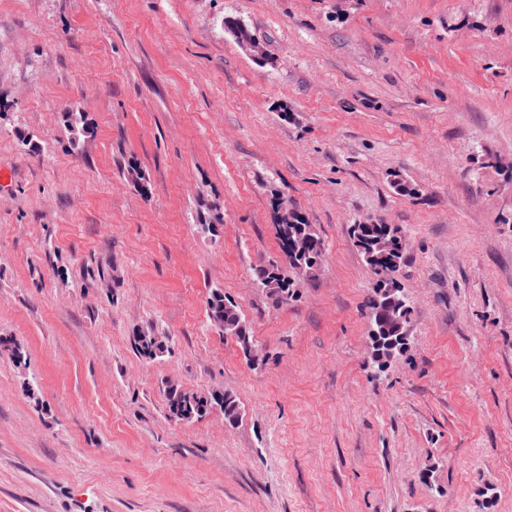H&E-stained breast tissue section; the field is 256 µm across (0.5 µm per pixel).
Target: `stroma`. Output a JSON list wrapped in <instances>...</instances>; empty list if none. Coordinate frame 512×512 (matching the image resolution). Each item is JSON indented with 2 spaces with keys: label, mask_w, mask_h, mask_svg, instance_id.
Here are the masks:
<instances>
[{
  "label": "stroma",
  "mask_w": 512,
  "mask_h": 512,
  "mask_svg": "<svg viewBox=\"0 0 512 512\" xmlns=\"http://www.w3.org/2000/svg\"><path fill=\"white\" fill-rule=\"evenodd\" d=\"M1 168L0 512H512V0H0ZM357 224L408 242L382 373ZM282 198H278L279 206ZM294 213L288 209V204L279 206V221L276 233L280 249L287 264L294 270L306 275H314L320 268L324 252V243L313 224H307L302 216L297 215L291 221ZM254 280L277 300H287L291 282L286 271L278 264L258 266L253 271ZM208 307L214 321L224 322V328L226 327L227 332L231 334L229 337L239 344L243 353L248 357L250 353L252 358H258L259 349L253 348L255 346L254 339L239 306L215 289L211 292ZM251 348L253 349L250 352ZM166 400L170 417L178 420L201 417L207 412L209 406L207 399L173 386L168 388Z\"/></svg>",
  "instance_id": "obj_1"
}]
</instances>
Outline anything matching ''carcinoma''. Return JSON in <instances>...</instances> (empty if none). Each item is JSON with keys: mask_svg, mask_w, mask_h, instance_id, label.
Here are the masks:
<instances>
[{"mask_svg": "<svg viewBox=\"0 0 512 512\" xmlns=\"http://www.w3.org/2000/svg\"><path fill=\"white\" fill-rule=\"evenodd\" d=\"M280 249L287 264L306 275L315 274L322 261L324 243L314 225L298 215L288 224L276 228ZM353 236L364 261L376 276L372 294L368 298L372 335L381 337H407V324L411 313L408 302L393 303L396 296L393 289L399 287L396 273L403 264L404 252L400 250L399 230L391 224H355ZM259 287L268 291L278 300H286L290 295L291 282L286 271L277 264L258 266L253 271ZM208 307L216 322L224 323L244 354L254 347L251 335L239 306L224 297L218 290L211 292ZM170 417L188 420L201 417L207 412L208 400L194 393L169 387L166 393ZM224 412V419L230 423L238 420L240 408L235 398L226 394L214 399Z\"/></svg>", "mask_w": 512, "mask_h": 512, "instance_id": "obj_1", "label": "carcinoma"}]
</instances>
